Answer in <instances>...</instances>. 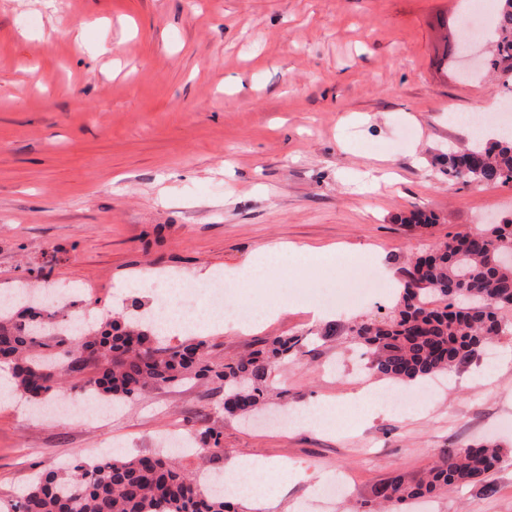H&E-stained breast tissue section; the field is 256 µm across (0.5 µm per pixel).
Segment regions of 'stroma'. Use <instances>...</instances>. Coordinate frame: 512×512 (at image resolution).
<instances>
[{
    "label": "stroma",
    "mask_w": 512,
    "mask_h": 512,
    "mask_svg": "<svg viewBox=\"0 0 512 512\" xmlns=\"http://www.w3.org/2000/svg\"><path fill=\"white\" fill-rule=\"evenodd\" d=\"M466 0H0V292L53 289L79 311L131 312L159 303L162 283L240 268L264 247L370 249L391 285L413 255L512 212V184L448 180L441 159L470 140L449 113L492 110L487 80L456 78ZM422 211L432 222L407 225ZM341 265L271 271L234 286L227 305L284 301L288 311L243 330L200 331L231 359L271 336L325 332L314 351L279 366L277 413L315 397L339 400L370 377L349 330L385 317L392 295L334 307L314 321L296 281L342 283ZM502 365L461 369L398 415L379 407L359 425L246 426L224 413V389L151 387L108 418H46L0 405V502L37 472L86 453L157 451L161 438L216 424L222 451L188 469L231 471L243 454L285 464L276 506L304 512L342 477L324 512H370L396 474L417 480L448 450L500 440L497 491L463 488L431 512H512V335Z\"/></svg>",
    "instance_id": "35a3bbf8"
}]
</instances>
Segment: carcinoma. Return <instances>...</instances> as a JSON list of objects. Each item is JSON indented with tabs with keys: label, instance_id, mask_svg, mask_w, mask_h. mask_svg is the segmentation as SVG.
Here are the masks:
<instances>
[{
	"label": "carcinoma",
	"instance_id": "obj_1",
	"mask_svg": "<svg viewBox=\"0 0 512 512\" xmlns=\"http://www.w3.org/2000/svg\"><path fill=\"white\" fill-rule=\"evenodd\" d=\"M488 69L498 86L512 87V0H496ZM448 179L483 186L512 182V135L474 139L450 151ZM512 218L448 241L416 258L406 272L394 314L357 323L351 333L369 355L367 369L392 385L427 383L471 364L512 328L499 311L512 307ZM71 318L55 306L25 298L0 310V360L12 365L17 390L40 402L75 392L110 401H131L152 386L192 381L224 384V412L249 414L264 401L276 366L303 354L308 338L272 336L245 357L215 362L207 341L189 337L171 345L156 337L147 312L107 317L68 338ZM223 432L203 426L190 432L203 450L221 449ZM503 462L491 441L475 442L442 456L427 477L396 474L376 489L383 508H405L453 489L494 492L489 475ZM233 494L213 492L172 457L156 453L105 462L80 456L36 476L30 489L10 501L7 512H233Z\"/></svg>",
	"mask_w": 512,
	"mask_h": 512
}]
</instances>
